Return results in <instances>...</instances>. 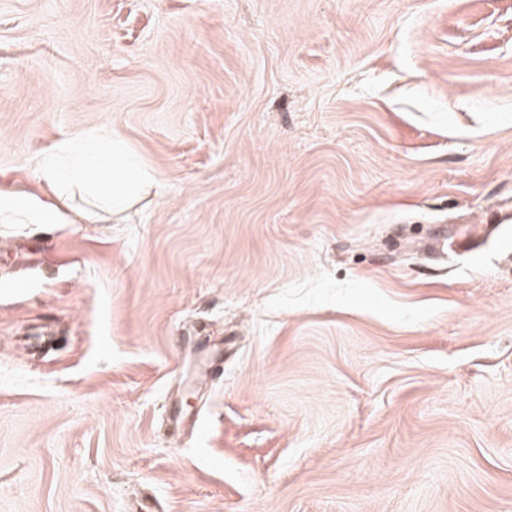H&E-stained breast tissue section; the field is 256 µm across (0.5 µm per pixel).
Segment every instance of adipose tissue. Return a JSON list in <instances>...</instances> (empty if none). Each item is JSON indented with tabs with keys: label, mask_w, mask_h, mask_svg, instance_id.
<instances>
[{
	"label": "adipose tissue",
	"mask_w": 512,
	"mask_h": 512,
	"mask_svg": "<svg viewBox=\"0 0 512 512\" xmlns=\"http://www.w3.org/2000/svg\"><path fill=\"white\" fill-rule=\"evenodd\" d=\"M51 196L0 193L1 224H97L157 188L160 176L106 131L64 140L39 161Z\"/></svg>",
	"instance_id": "1"
}]
</instances>
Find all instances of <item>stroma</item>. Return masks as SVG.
I'll return each mask as SVG.
<instances>
[{
	"label": "stroma",
	"instance_id": "obj_1",
	"mask_svg": "<svg viewBox=\"0 0 512 512\" xmlns=\"http://www.w3.org/2000/svg\"><path fill=\"white\" fill-rule=\"evenodd\" d=\"M98 131L161 185L0 224V512H512V0H0V189Z\"/></svg>",
	"mask_w": 512,
	"mask_h": 512
}]
</instances>
